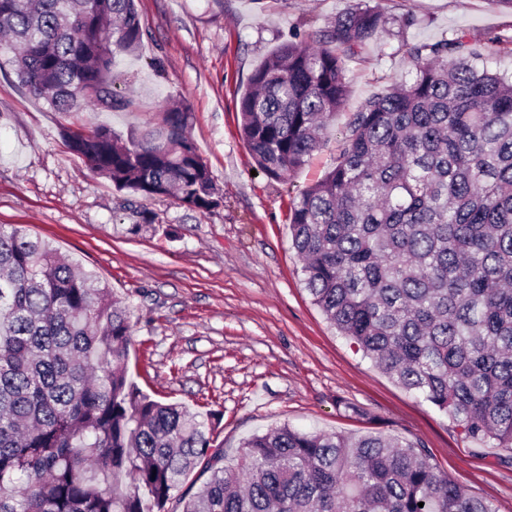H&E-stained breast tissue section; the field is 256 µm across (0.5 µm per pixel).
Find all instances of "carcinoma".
Segmentation results:
<instances>
[{
	"mask_svg": "<svg viewBox=\"0 0 512 512\" xmlns=\"http://www.w3.org/2000/svg\"><path fill=\"white\" fill-rule=\"evenodd\" d=\"M393 25L359 2L256 67L239 112L261 171L306 164L345 102L346 61ZM141 38L134 0H0V55L58 112L127 105L112 66ZM405 47L411 78L363 104L334 165L292 201V245L341 335L466 438L512 450V78L463 34ZM63 137L120 190L219 205L177 106L126 139L104 125ZM131 335L108 284L0 225V512H494L423 448L379 435L283 425L226 468L213 413L129 378ZM199 465L209 480L175 497Z\"/></svg>",
	"mask_w": 512,
	"mask_h": 512,
	"instance_id": "carcinoma-1",
	"label": "carcinoma"
}]
</instances>
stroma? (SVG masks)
Masks as SVG:
<instances>
[{"label": "stroma", "mask_w": 512, "mask_h": 512, "mask_svg": "<svg viewBox=\"0 0 512 512\" xmlns=\"http://www.w3.org/2000/svg\"><path fill=\"white\" fill-rule=\"evenodd\" d=\"M356 2L137 0L141 46L115 67L129 104L110 112L54 111L0 57V224L24 226L108 283L131 315L134 381L160 400L216 413L226 466L239 463L245 439L284 424L394 437L424 448L494 512H512V452L464 438L341 336L305 289L288 230L293 199L333 165L353 113L410 73L406 43L463 34L485 48L492 71L512 75V51L490 42L512 28V12L491 0H367L413 22L348 62L346 101L307 164L280 179L256 173L240 136V97L269 51L292 32L327 29ZM168 101L188 113L219 190L211 211L116 189L61 135L155 127Z\"/></svg>", "instance_id": "obj_1"}]
</instances>
